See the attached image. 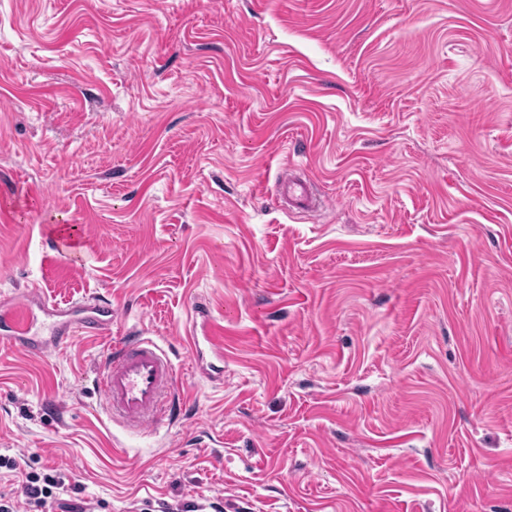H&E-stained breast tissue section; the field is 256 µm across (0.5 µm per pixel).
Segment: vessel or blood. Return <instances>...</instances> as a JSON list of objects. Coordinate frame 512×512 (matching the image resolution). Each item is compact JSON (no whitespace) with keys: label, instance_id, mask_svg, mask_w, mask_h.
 Here are the masks:
<instances>
[{"label":"vessel or blood","instance_id":"vessel-or-blood-1","mask_svg":"<svg viewBox=\"0 0 512 512\" xmlns=\"http://www.w3.org/2000/svg\"><path fill=\"white\" fill-rule=\"evenodd\" d=\"M283 195L290 207L317 211L321 203L308 181L285 177ZM50 236L57 251L70 262L83 263L79 248L81 228L62 224ZM199 322L189 332L188 343L196 365L204 366L208 380L224 378V341L221 329L208 310H199ZM112 307L85 300L59 310L27 291L25 300L0 306V342L32 356H41L66 345L75 333L89 337L109 334ZM175 366L166 349L142 331L110 344L101 357L94 386L102 395L101 410L108 422L140 432L156 431L172 421Z\"/></svg>","mask_w":512,"mask_h":512}]
</instances>
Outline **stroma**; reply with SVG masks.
<instances>
[{
	"label": "stroma",
	"mask_w": 512,
	"mask_h": 512,
	"mask_svg": "<svg viewBox=\"0 0 512 512\" xmlns=\"http://www.w3.org/2000/svg\"><path fill=\"white\" fill-rule=\"evenodd\" d=\"M291 166L321 211L284 206ZM0 197V302L110 303L184 402L129 435L91 393L105 341L0 344V492L55 469L101 512H512V0H0ZM81 234L80 226L75 224L58 225L50 232L56 251L58 253L65 252L73 264H82L85 260L79 248ZM197 315L200 322L196 321L187 336L192 360L209 381H224V341L221 329L206 308L198 310ZM207 357L220 365L209 362L206 364L208 369L205 368Z\"/></svg>",
	"instance_id": "1"
}]
</instances>
